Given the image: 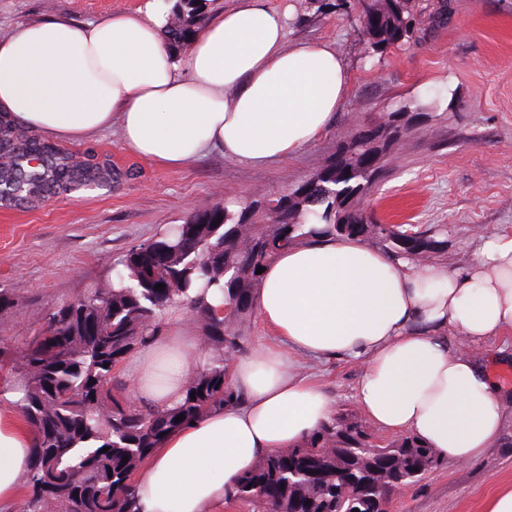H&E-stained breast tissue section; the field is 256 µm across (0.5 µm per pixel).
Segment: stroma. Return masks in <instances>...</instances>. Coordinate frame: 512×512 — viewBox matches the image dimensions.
I'll use <instances>...</instances> for the list:
<instances>
[{
  "instance_id": "obj_1",
  "label": "stroma",
  "mask_w": 512,
  "mask_h": 512,
  "mask_svg": "<svg viewBox=\"0 0 512 512\" xmlns=\"http://www.w3.org/2000/svg\"><path fill=\"white\" fill-rule=\"evenodd\" d=\"M146 0H0V35L16 24L51 19L99 21L134 13ZM447 25L424 44L398 43L367 57L355 18L339 0H310L293 41H330L350 74L335 125L296 156L261 170L213 153L179 170L131 154L117 129L71 145L80 159L111 167L108 187H81L33 206H0V363L23 346L59 303L103 282L129 249L216 204L242 205L305 180L336 153L340 132L416 98L439 105L409 141L385 159L386 178L368 196L384 224H442L444 263L470 262L480 234L512 233V0H451ZM335 398V411L363 415L353 397L358 363L303 362ZM512 484V423L495 448L465 465H439L401 494L395 512H481L484 499Z\"/></svg>"
}]
</instances>
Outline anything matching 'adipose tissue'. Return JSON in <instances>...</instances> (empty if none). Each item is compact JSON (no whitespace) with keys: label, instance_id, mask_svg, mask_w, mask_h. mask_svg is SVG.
<instances>
[{"label":"adipose tissue","instance_id":"ef3b65f1","mask_svg":"<svg viewBox=\"0 0 512 512\" xmlns=\"http://www.w3.org/2000/svg\"><path fill=\"white\" fill-rule=\"evenodd\" d=\"M293 6L236 0L215 12L185 56L166 43L153 7L87 23L16 25L0 37V112L17 127L78 143L119 126L125 148L181 169L213 150L253 169L293 157L334 124L350 77L328 41L290 42ZM279 338L236 358L237 404L173 430L138 469L142 512H214L240 475L329 421L334 401L294 369L302 358L362 366L354 399L366 420L416 437L455 465L493 447L512 417L472 349L512 334V235L483 238L469 265L397 259L353 237H322L279 252L255 296ZM185 309L125 366L135 399L181 400L200 344ZM465 348H453V337ZM0 393V506L30 468L34 432Z\"/></svg>","mask_w":512,"mask_h":512}]
</instances>
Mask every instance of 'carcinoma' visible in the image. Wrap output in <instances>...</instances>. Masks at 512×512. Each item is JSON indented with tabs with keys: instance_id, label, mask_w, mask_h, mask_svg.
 <instances>
[{
	"instance_id": "obj_1",
	"label": "carcinoma",
	"mask_w": 512,
	"mask_h": 512,
	"mask_svg": "<svg viewBox=\"0 0 512 512\" xmlns=\"http://www.w3.org/2000/svg\"><path fill=\"white\" fill-rule=\"evenodd\" d=\"M209 0H176L167 26L170 50L192 40L207 19ZM444 0H365L362 13L379 17V26L359 30L378 54L404 42L421 43L447 24ZM431 105L411 100L399 107L402 131L386 149L411 136L405 116ZM11 120L0 119V205L38 204L79 186L112 184V169L77 161L55 144L35 137L8 139ZM366 126L341 136L336 158L309 178L240 211L212 206L160 235L163 252L147 278L149 259L133 248L115 265L120 275L104 288H90L65 302L28 337L12 365L22 392L20 415L36 435L32 464L23 483L20 512H140L134 476L163 440L179 426L220 409L235 399L230 386L232 361L247 352L244 329L256 313L255 293L266 267L290 245L321 236H350L380 246L400 259H434L444 252L447 230L381 224L358 201L385 177L382 161L368 173L350 154ZM164 289H155L156 284ZM224 293L233 321L211 313L210 290ZM183 307L202 333L205 358L186 382L183 398L159 409L133 402L112 387L113 369L127 355L159 335L169 310ZM184 415L177 422L175 418ZM374 435L360 423L333 416L291 448L318 457L319 477L288 472L280 451L260 459L237 480L229 502H245L253 512H336V486L357 495L382 497L384 486L410 485L422 478L434 449L402 435L377 454L365 450ZM108 448L103 453L101 449ZM128 461H123V457Z\"/></svg>"
}]
</instances>
